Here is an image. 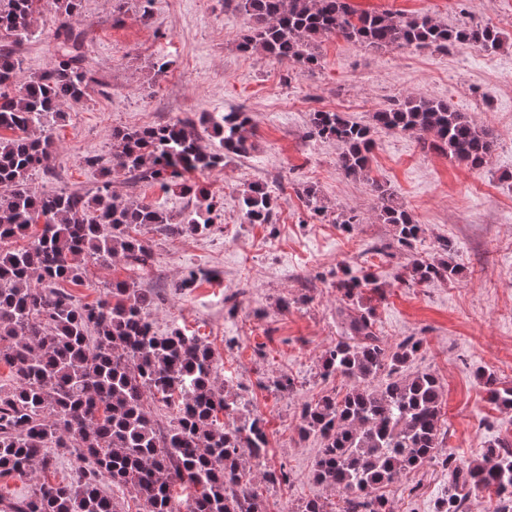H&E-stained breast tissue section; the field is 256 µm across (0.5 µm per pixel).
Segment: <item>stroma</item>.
<instances>
[{"mask_svg": "<svg viewBox=\"0 0 512 512\" xmlns=\"http://www.w3.org/2000/svg\"><path fill=\"white\" fill-rule=\"evenodd\" d=\"M360 12H426L440 23L494 26L505 45L494 53L476 47L449 51L412 47L371 51L342 39L323 40L319 64L305 69L241 51L245 16L233 0H152L141 21L138 0L117 13L116 0H82L86 63L102 84L87 101L67 110L55 127L58 153L52 171L33 172L42 194L94 193L100 169L91 157L109 158L112 131L164 125L203 112L241 109L252 117L254 150L229 156L223 167L196 171L192 180L216 198L208 233L152 235V263L133 272L123 260L89 261L84 284L68 285L81 304L104 298L113 281L135 279L151 292L155 332L179 328L201 338L214 354L216 381L241 393L267 420L265 463L285 467L288 483L254 478L271 512H289L298 500L318 498L334 512L338 497L313 471L320 443L301 438L305 402L340 389L322 376L320 359L341 335L335 284L341 265L373 273L381 295L365 293L388 345L405 338L423 345L415 369L444 386L446 451L480 458L485 448L512 444V409L491 403L479 380L495 374L512 386V0H350ZM35 36L15 45L23 75L47 69L54 56L53 13L43 12ZM165 69H157L159 60ZM409 95L451 101L496 138L488 166L472 169L424 148L417 135L376 130L367 178L338 167L332 141L308 139L311 112L333 105L360 121ZM391 187L424 233L414 249L377 254L392 240L390 225L375 219L373 183ZM266 185L277 199L270 224L241 219V193ZM313 187L324 207L313 214L301 195ZM124 197L179 214L186 195L116 178ZM352 212V229L336 222ZM451 241L460 278L418 286L403 282L413 259L436 257L439 240ZM191 287H183L188 274ZM285 373L294 393L269 386ZM448 472L432 464L384 490L392 512H434L448 490Z\"/></svg>", "mask_w": 512, "mask_h": 512, "instance_id": "35a3bbf8", "label": "stroma"}]
</instances>
